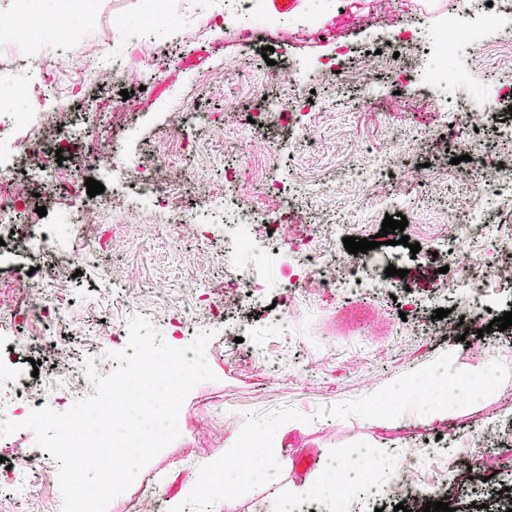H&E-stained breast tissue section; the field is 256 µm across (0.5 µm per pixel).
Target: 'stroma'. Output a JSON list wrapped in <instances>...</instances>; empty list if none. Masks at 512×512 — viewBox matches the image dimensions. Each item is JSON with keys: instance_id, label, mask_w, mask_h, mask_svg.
Wrapping results in <instances>:
<instances>
[{"instance_id": "stroma-1", "label": "stroma", "mask_w": 512, "mask_h": 512, "mask_svg": "<svg viewBox=\"0 0 512 512\" xmlns=\"http://www.w3.org/2000/svg\"><path fill=\"white\" fill-rule=\"evenodd\" d=\"M231 11L229 0H161L152 44L159 69L126 81L103 77L72 104L73 111L93 115L86 147L111 145L170 165L172 172L194 173V180L181 184L180 195L182 213L198 224L199 234L178 235L163 215L141 222L148 195L133 180L107 178L103 195L113 209L88 261L80 256V226L60 222L75 213L80 199L61 190L36 198L46 216L31 215L16 233L0 234V305H22L15 270L49 273L37 248L14 247L15 234L58 223L62 232L55 249L69 258L71 269L50 296L80 328L68 334L45 322L13 327L0 332V356L17 362L23 374L39 372L42 405L61 412L67 408L64 381L50 367L31 364L41 339L65 338L105 375L113 366L111 353L125 346L110 334L126 329L134 316L147 317L164 339L184 346L198 332L213 331L206 358L216 381L190 393L179 415V438L108 512H126L128 499L140 494L157 495L158 512H169L172 503L189 496L200 466L231 447L247 416L262 418L287 407L301 418L277 431L280 475L217 504L214 512H336L333 499L316 487L336 457L355 448L371 457L378 485H392L404 474L456 512H473L481 504L492 510L501 490L512 484L506 469L512 463V378L470 407L437 415L339 420L317 418L316 412L374 392L446 351L466 371L481 370L494 359L512 370V335L489 326L512 311V287L470 280L459 264L465 253L494 249L498 225H512V196L492 200L490 227L482 237L468 240L451 227L469 195L457 178L461 168L454 157L474 148L493 166L507 155L495 130L512 122V112L488 118L480 91L490 75L512 84V56L495 61L486 52L463 50L456 64L467 75L464 83L426 87L398 99L399 67L423 83L450 25H469L473 15L449 0H297L282 13L273 0H256L253 23L272 15L279 23L245 48L234 39L232 26L220 37L206 31ZM74 12L91 22L86 42L68 48L48 42L42 49L52 79L65 90L78 82L84 53L102 48L136 57L140 48L131 32L149 20L145 0H79ZM397 14L421 19L416 40L401 44L393 23ZM314 21L323 30L318 39L310 34ZM266 46L272 49L267 57ZM336 63L341 71H333ZM125 90L128 110L122 106ZM273 101L289 120L275 118L245 132L240 112H265ZM461 109L477 116L464 141L450 130ZM193 112L213 113L215 122L188 148L176 130ZM420 164L423 176L408 175V168ZM384 169L399 175L396 210L408 220L409 245L383 244L357 254L366 278L341 288L318 287L311 270L299 266L296 244L311 237L316 246L341 254L344 238L379 233L387 213ZM285 209L287 224L243 229L252 256L263 263L262 285L253 289L250 307L230 304L212 311L209 304L221 299L230 260L243 258L237 250L242 229L226 223V215L248 210L275 216ZM415 242L421 249L414 254L409 246ZM391 265L406 270V277L386 276ZM198 279L212 283L211 300L195 288ZM439 308L457 320L455 334L444 333L442 321L434 318ZM475 322L486 327L484 336L471 332ZM486 432L495 436V446L483 449L471 470L448 476L449 455L468 457L477 434ZM35 445L29 429L0 436V512H61V497L41 494L37 470L11 467L17 448ZM296 452L314 458L300 475L290 464ZM303 486L308 494L293 497Z\"/></svg>"}]
</instances>
